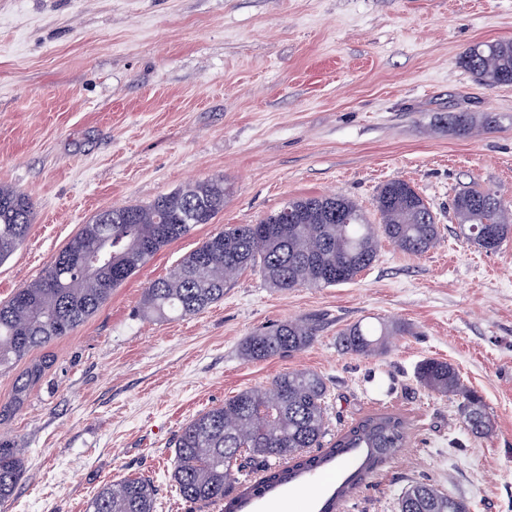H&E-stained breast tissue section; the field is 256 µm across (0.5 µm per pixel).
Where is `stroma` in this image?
<instances>
[{
	"mask_svg": "<svg viewBox=\"0 0 512 512\" xmlns=\"http://www.w3.org/2000/svg\"><path fill=\"white\" fill-rule=\"evenodd\" d=\"M512 39V0H0V184L33 218L0 263V302L38 279L108 207L145 205L207 179L224 209L158 252L71 335L0 373V436L24 475L0 512H85L104 485L150 479L156 512H222L184 502L171 481L187 422L288 371L328 388L326 442L376 412L400 416L403 448L337 512H398L415 480L470 512H512V239L494 253L459 232L466 187L512 209V85L460 64L479 42ZM472 117L459 134L449 114ZM409 182L440 228L419 256L382 243L349 283L279 290L238 273L222 300L177 321L145 317L143 293L210 234L254 224L287 200L336 194L370 222L387 181ZM313 343L248 361L244 341L288 320ZM357 323H397L382 354L346 351ZM49 358L23 407L16 377ZM452 363L491 419L466 430L460 401L420 386L424 359ZM341 461L253 499L248 512H319L348 473Z\"/></svg>",
	"mask_w": 512,
	"mask_h": 512,
	"instance_id": "obj_1",
	"label": "stroma"
}]
</instances>
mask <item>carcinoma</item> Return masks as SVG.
Listing matches in <instances>:
<instances>
[{"label": "carcinoma", "instance_id": "1", "mask_svg": "<svg viewBox=\"0 0 512 512\" xmlns=\"http://www.w3.org/2000/svg\"><path fill=\"white\" fill-rule=\"evenodd\" d=\"M461 66L478 81L512 85V39L492 41L479 53L466 51ZM224 181L209 179L157 197L147 205L111 207L99 212L61 250L44 275L18 289L0 304V370L11 368L30 352L70 335L107 302L112 290L145 265L161 249L209 224L224 210ZM375 207L381 223L372 224L358 205L341 195L307 196L287 201L255 224H238L210 235L184 257L166 277L145 288L142 311L159 318L195 315L224 298L227 267L240 272L258 267L274 288L330 286L354 280L376 259L380 239L409 255L432 248L439 236L429 205L402 179L383 184ZM460 232L479 249L495 252L512 238V210L491 191L470 188L452 203ZM33 204L10 186L0 185V262L10 257L31 227ZM105 253L91 278L75 270L85 256ZM404 331L399 324H355L341 335L343 346L358 355L377 354L390 336ZM317 325L307 320L279 323L248 337L242 355L248 361L289 356L308 347ZM47 362L30 364L18 376L9 407L20 409ZM417 380L431 392L462 397L463 423L476 438L492 425L483 399L463 388L458 371L434 358L421 361ZM324 380L308 370L280 374L263 388L242 390L186 424L177 438L171 479L190 504H224L236 512L256 493L288 483L291 472L317 470L339 459L357 466L324 504L336 512L340 500L356 491L406 439V423L389 413L360 420L319 455L327 434ZM292 465L243 488L238 475L248 466L264 467L269 459ZM23 475L16 449L0 440V502L9 499ZM399 512H469L468 504L434 485L415 481L401 492ZM87 512H156L154 485L127 477L103 486Z\"/></svg>", "mask_w": 512, "mask_h": 512}]
</instances>
